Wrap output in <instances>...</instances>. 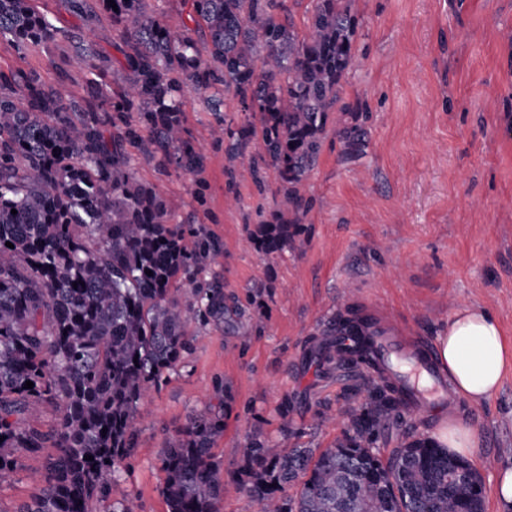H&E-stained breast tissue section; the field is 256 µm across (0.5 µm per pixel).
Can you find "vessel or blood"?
<instances>
[{
	"label": "vessel or blood",
	"instance_id": "obj_1",
	"mask_svg": "<svg viewBox=\"0 0 512 512\" xmlns=\"http://www.w3.org/2000/svg\"><path fill=\"white\" fill-rule=\"evenodd\" d=\"M369 342L385 375L406 389L408 409L431 412L447 407L448 385L431 347L413 345L382 325Z\"/></svg>",
	"mask_w": 512,
	"mask_h": 512
}]
</instances>
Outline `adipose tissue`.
Listing matches in <instances>:
<instances>
[{
	"instance_id": "adipose-tissue-1",
	"label": "adipose tissue",
	"mask_w": 512,
	"mask_h": 512,
	"mask_svg": "<svg viewBox=\"0 0 512 512\" xmlns=\"http://www.w3.org/2000/svg\"><path fill=\"white\" fill-rule=\"evenodd\" d=\"M436 353L451 392L477 405L494 395L512 365L497 319L487 311L464 306L455 310L437 338Z\"/></svg>"
}]
</instances>
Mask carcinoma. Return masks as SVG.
Wrapping results in <instances>:
<instances>
[{"label":"carcinoma","mask_w":512,"mask_h":512,"mask_svg":"<svg viewBox=\"0 0 512 512\" xmlns=\"http://www.w3.org/2000/svg\"><path fill=\"white\" fill-rule=\"evenodd\" d=\"M33 2L0 0V37L22 54L76 40ZM99 2L112 14L119 56L78 42L71 64L86 74L80 97L63 77L46 83L0 64V485L13 480L19 453L56 449L40 494L19 512H93L95 503L131 512L109 502V477L134 453L150 389L191 351L190 328L243 336L247 313L262 316V289L247 308L226 297L215 271L220 239L184 227L139 184L131 150L192 175L204 209L208 185L185 126V94L213 112L233 95L241 123L219 116L211 135L240 161L227 169L231 180L247 176L261 190L266 168L275 169L274 206L248 229L253 248L273 257L294 244L329 130L349 159L367 145L359 104L341 96L356 54L352 0H313L301 32L284 0H181L187 20L176 29L146 0ZM61 4L92 17L88 0ZM372 324L350 302L324 335L355 336ZM323 359L348 370L373 364L364 338L349 356L329 350ZM364 388L365 402L332 446L297 448L288 433L251 441L239 474L226 480L213 454L228 398L217 385L218 405L189 417L161 453L167 512H221L230 492L258 512H484L473 487L480 476L448 483L451 472L476 468L433 438L409 435L389 458L379 455L387 426H412L413 416L387 379ZM47 407L58 413L55 428L30 426Z\"/></svg>","instance_id":"obj_1"}]
</instances>
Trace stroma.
<instances>
[{
    "instance_id": "obj_1",
    "label": "stroma",
    "mask_w": 512,
    "mask_h": 512,
    "mask_svg": "<svg viewBox=\"0 0 512 512\" xmlns=\"http://www.w3.org/2000/svg\"><path fill=\"white\" fill-rule=\"evenodd\" d=\"M36 6L115 56L117 34L102 8L84 27L58 0ZM353 11L357 63L342 96L361 104L367 148L348 163L335 134L327 135L294 249L268 258L250 246L246 228L272 209L278 176L267 170L261 190L248 180L228 187L224 146L210 136L217 115L188 100L185 125L203 150L208 181L201 224L224 243V291L242 298L262 287L264 317L247 336L202 329L184 364L151 390L137 447L112 486L113 501L132 512H166L160 453L214 398L217 383L231 393L215 450L225 477L238 474L248 440L278 438L281 428L304 448L341 437L366 397L363 377L318 367L309 352L346 299L430 346L458 306H478L498 319L512 347V0H354ZM72 51L61 41L24 58L0 37V63L25 64L45 80L68 73L78 92L85 74L68 66ZM135 168L178 219L195 209L189 175L161 172L141 157ZM232 192L239 205H228ZM322 409L330 420L318 418ZM459 416L478 437L470 460L485 512H505L494 487L512 469V369L485 403L460 404ZM54 454L20 456L15 480L0 486V512H17L38 494L31 475L46 474Z\"/></svg>"
}]
</instances>
